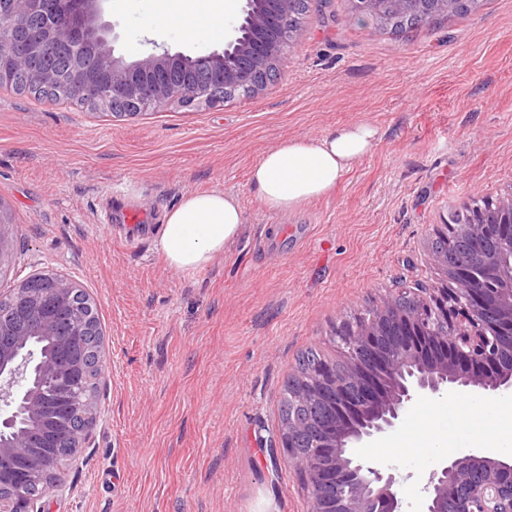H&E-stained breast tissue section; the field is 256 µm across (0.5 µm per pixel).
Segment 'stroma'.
<instances>
[{
	"mask_svg": "<svg viewBox=\"0 0 512 512\" xmlns=\"http://www.w3.org/2000/svg\"><path fill=\"white\" fill-rule=\"evenodd\" d=\"M242 6L212 19L193 0L191 40L178 24L156 35L155 0H106L104 18L126 58L203 55L223 49ZM358 121L382 136L330 194L265 207L250 183L265 150ZM213 190L238 197L241 236L203 270L170 269L165 212ZM511 193L512 0L404 34L359 22L350 0H311L277 78L214 106L116 118L0 88V202L16 240L0 297L32 274L68 276L97 306L107 356L101 416L47 512H311L291 461L267 452L298 355L336 357L332 331L351 313L434 282L435 225ZM277 224L297 234L273 254L261 241ZM433 434L483 445L438 398L361 450L403 475L405 512L442 456Z\"/></svg>",
	"mask_w": 512,
	"mask_h": 512,
	"instance_id": "1",
	"label": "stroma"
}]
</instances>
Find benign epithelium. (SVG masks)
Here are the masks:
<instances>
[{"label":"benign epithelium","mask_w":512,"mask_h":512,"mask_svg":"<svg viewBox=\"0 0 512 512\" xmlns=\"http://www.w3.org/2000/svg\"><path fill=\"white\" fill-rule=\"evenodd\" d=\"M105 0H72L61 23L45 37L30 36L14 23L0 22V85L10 86L23 73L29 86L57 80V73L37 64L53 47L77 57L93 50L95 69L75 65L62 77L72 93L106 106L122 101L144 107L188 99L208 102V79L224 86V97L256 94L268 85L270 68L285 58L293 26L294 0H244L242 18L221 51L191 56L168 50L132 61L114 53L112 26L103 19ZM355 12L382 16L389 11L422 15L448 9V0H352ZM15 14L42 11L46 0H13ZM475 245L488 240L500 249L486 260V269L448 267L432 254L430 265L448 278V287L432 290L416 283L398 296L418 304L413 312L395 309V297L377 305L372 323L335 331L336 347L345 354L343 369L325 364L304 394L321 408L316 418L292 421L277 434L271 448H291L298 431L318 435L310 452L290 453L308 486H349L346 494H324L317 512H403L400 480L356 454L355 449L396 429L420 400L458 393L494 395L512 392V279L491 277L490 270L512 268V194L499 210L455 228ZM11 225L0 214V267L12 260ZM77 285L53 274L38 288L22 280L12 293L8 317L0 316V463L14 464L0 476V512H44L22 490L32 478L47 477L49 491L61 485L49 465L33 455L34 429H16L19 418L37 423L45 394L37 378H55L62 403L58 423L66 446L87 447L100 417L98 395L67 403L73 387L90 378L85 358L89 348L66 360L59 353L75 341L97 335L90 313L76 303ZM48 339L55 354L45 357L31 339ZM461 512H512V458L477 450L451 453L429 474L419 512H447L448 503Z\"/></svg>","instance_id":"obj_1"}]
</instances>
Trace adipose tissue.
Listing matches in <instances>:
<instances>
[{"label": "adipose tissue", "mask_w": 512, "mask_h": 512, "mask_svg": "<svg viewBox=\"0 0 512 512\" xmlns=\"http://www.w3.org/2000/svg\"><path fill=\"white\" fill-rule=\"evenodd\" d=\"M379 129L359 121L315 137L291 138L266 150L254 165L251 181L270 210L288 211L331 191L373 147ZM245 223L239 201L215 190L188 193L163 219L158 250L178 272L205 268L241 234ZM461 421L483 431L494 451L512 449V403L493 408L470 404Z\"/></svg>", "instance_id": "ef3b65f1"}]
</instances>
